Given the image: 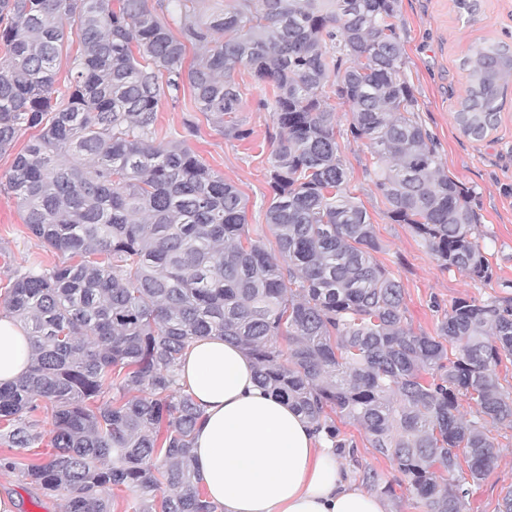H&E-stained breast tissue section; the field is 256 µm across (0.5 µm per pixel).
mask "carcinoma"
I'll use <instances>...</instances> for the list:
<instances>
[{"instance_id": "cac0c4a2", "label": "carcinoma", "mask_w": 512, "mask_h": 512, "mask_svg": "<svg viewBox=\"0 0 512 512\" xmlns=\"http://www.w3.org/2000/svg\"><path fill=\"white\" fill-rule=\"evenodd\" d=\"M0 0V154L30 232L63 256L31 264L0 301L29 328L28 372L0 386V469L41 441L30 484L66 496L65 512H216L195 479L202 417L176 371L186 346L222 336L336 448L360 427L397 465L425 512H465L469 482L496 459L491 428L512 425L499 367L512 362V303L460 298L434 336L404 325L403 288L373 257L374 224L354 196L332 97L346 134L366 139L388 217L441 266L488 280L471 192L448 176L416 120L397 32V0ZM174 24H169L165 15ZM79 39L67 93L55 88L64 42ZM203 53L186 63L187 49ZM273 86L279 129L265 223L250 235L237 187L190 148L196 125L159 137L161 100L190 89L198 111L244 141L235 73ZM456 122L478 135L498 116L512 46L485 41L464 61ZM288 338V350L278 339ZM112 399L102 401L105 391ZM476 415L458 414L459 398ZM35 419L39 420V431L43 434V440L39 445H35L34 448L14 450V453L23 463H29L35 458L44 457L53 450L51 446V438L54 426L52 424L50 412L47 414L45 409L40 408V410L35 414Z\"/></svg>"}]
</instances>
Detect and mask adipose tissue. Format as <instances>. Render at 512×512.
<instances>
[{
	"instance_id": "1",
	"label": "adipose tissue",
	"mask_w": 512,
	"mask_h": 512,
	"mask_svg": "<svg viewBox=\"0 0 512 512\" xmlns=\"http://www.w3.org/2000/svg\"><path fill=\"white\" fill-rule=\"evenodd\" d=\"M30 339L0 315V385L28 369ZM179 379L203 412L192 453L200 484L220 512H386L349 481L332 444L306 417L262 387L253 359L220 336L186 348Z\"/></svg>"
}]
</instances>
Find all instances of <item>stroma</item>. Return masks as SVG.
Masks as SVG:
<instances>
[{"instance_id": "obj_1", "label": "stroma", "mask_w": 512, "mask_h": 512, "mask_svg": "<svg viewBox=\"0 0 512 512\" xmlns=\"http://www.w3.org/2000/svg\"><path fill=\"white\" fill-rule=\"evenodd\" d=\"M397 22L406 52L405 73L416 90L418 120L432 135L450 177L469 188L477 215L476 233L486 246L493 276L486 281L469 278L440 266L419 238L405 224L393 223L365 172L370 153L365 141L340 138L342 156L359 202L375 226L380 249L374 257L404 290L405 324L414 333L434 335L436 325L460 298L512 299V82L503 96L494 132L477 141L466 136L455 120V109L467 86L463 62L487 38L512 45V0H479L475 16L461 14L454 0H398ZM247 103L238 117L252 135L238 141L226 137L214 119L185 105L161 101L156 125L161 133L181 130L193 120L198 134L190 145L200 160L232 182L246 201L250 232L261 233L268 247L275 237L265 223L270 200L268 170L277 128L271 112L258 106L271 98L269 83L240 71ZM12 154L0 155V299L4 298L16 270L37 262L50 267L58 255L32 235L24 213L7 189ZM347 437L357 443L355 452L338 457L357 484L366 473L379 477L380 485H395V496L386 497L387 512H423L420 501L401 484L397 466L370 447L358 426L344 425ZM497 460L484 479L472 483L466 512H499L502 497L512 487V427L493 428ZM31 489L19 472L0 476V495L15 498L17 512H65L63 495H46L41 505L31 501Z\"/></svg>"}]
</instances>
